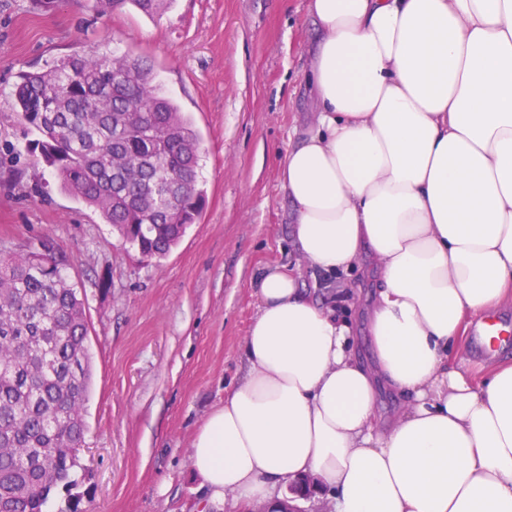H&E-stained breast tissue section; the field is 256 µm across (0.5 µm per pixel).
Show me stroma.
<instances>
[{
    "label": "stroma",
    "mask_w": 512,
    "mask_h": 512,
    "mask_svg": "<svg viewBox=\"0 0 512 512\" xmlns=\"http://www.w3.org/2000/svg\"><path fill=\"white\" fill-rule=\"evenodd\" d=\"M319 33L309 0H169L148 16H108L91 0H0V251L48 240L69 256L89 322L92 380L84 408L89 512H229L207 502L189 457L193 437L244 375V339L257 312L252 283L270 265L335 299L352 319L355 355L372 356L353 299L359 270L314 276L293 248L280 190L288 147L316 127L308 75ZM147 58L155 82L199 134L196 224L160 258L125 244L92 208L62 192L29 152L12 107L18 73L90 49ZM464 318L448 364L480 382L512 363V346L479 360Z\"/></svg>",
    "instance_id": "obj_1"
}]
</instances>
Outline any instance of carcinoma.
I'll return each instance as SVG.
<instances>
[{
    "instance_id": "obj_1",
    "label": "carcinoma",
    "mask_w": 512,
    "mask_h": 512,
    "mask_svg": "<svg viewBox=\"0 0 512 512\" xmlns=\"http://www.w3.org/2000/svg\"><path fill=\"white\" fill-rule=\"evenodd\" d=\"M167 0H93L102 12ZM13 108L61 190L99 211L143 255H165L196 223L199 137L139 57L90 50L22 72ZM69 259L41 241L0 256V512H46L75 486L91 382L85 301Z\"/></svg>"
}]
</instances>
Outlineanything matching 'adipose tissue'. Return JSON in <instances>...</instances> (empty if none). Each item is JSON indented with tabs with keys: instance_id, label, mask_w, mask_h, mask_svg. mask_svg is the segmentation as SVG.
<instances>
[{
	"instance_id": "1",
	"label": "adipose tissue",
	"mask_w": 512,
	"mask_h": 512,
	"mask_svg": "<svg viewBox=\"0 0 512 512\" xmlns=\"http://www.w3.org/2000/svg\"><path fill=\"white\" fill-rule=\"evenodd\" d=\"M315 133L280 183L298 255L369 259L374 366L346 319L264 270L247 372L190 449L209 502L313 475L334 512H512V365H448L512 286V0H310ZM401 400L380 428L376 399Z\"/></svg>"
}]
</instances>
